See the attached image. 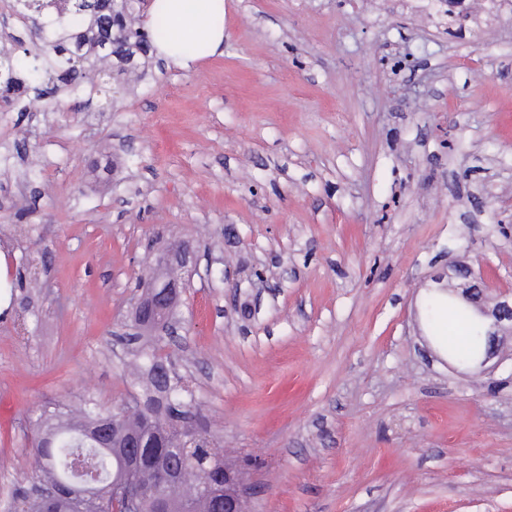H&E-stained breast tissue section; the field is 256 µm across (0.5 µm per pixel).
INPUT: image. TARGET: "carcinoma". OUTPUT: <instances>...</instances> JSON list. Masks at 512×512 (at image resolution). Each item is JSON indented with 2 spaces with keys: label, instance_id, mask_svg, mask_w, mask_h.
<instances>
[{
  "label": "carcinoma",
  "instance_id": "cac0c4a2",
  "mask_svg": "<svg viewBox=\"0 0 512 512\" xmlns=\"http://www.w3.org/2000/svg\"><path fill=\"white\" fill-rule=\"evenodd\" d=\"M15 8L46 13L47 21L34 23L37 40L32 61L24 62L8 48L0 49V78L5 87L27 85L34 99L67 91L76 94L87 73L108 72L119 81L128 73L122 64L138 53H147L151 40L166 36L164 19L157 20L153 33L132 25V10L138 0H16ZM456 319L466 331L458 343L448 344V359L463 369H474L486 345L474 310L464 302L448 298ZM131 365L143 385L132 392L134 410L121 416L127 436L139 447H126L124 438L88 437L101 418L112 412L86 400L75 410L65 411L47 404L34 420L37 448L31 455L33 472L44 487H69L78 483L74 462L80 455L95 458L99 476L93 491L80 500L61 492L54 496H18L21 507L12 512H113L112 482L133 480L150 489L160 470L185 460L195 467L206 484L200 493L176 480L166 492L152 500L153 512H216L224 497V456L215 438L208 434L205 417L186 382L167 365L169 356L158 345L131 349Z\"/></svg>",
  "mask_w": 512,
  "mask_h": 512
}]
</instances>
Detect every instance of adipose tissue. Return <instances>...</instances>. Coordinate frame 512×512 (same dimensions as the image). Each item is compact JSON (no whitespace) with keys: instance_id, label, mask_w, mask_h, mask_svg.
<instances>
[{"instance_id":"1","label":"adipose tissue","mask_w":512,"mask_h":512,"mask_svg":"<svg viewBox=\"0 0 512 512\" xmlns=\"http://www.w3.org/2000/svg\"><path fill=\"white\" fill-rule=\"evenodd\" d=\"M150 13L167 24L158 53L181 67L214 56L224 43V0H152Z\"/></svg>"}]
</instances>
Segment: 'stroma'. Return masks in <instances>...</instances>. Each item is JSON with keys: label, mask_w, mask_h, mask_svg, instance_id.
<instances>
[{"label": "stroma", "mask_w": 512, "mask_h": 512, "mask_svg": "<svg viewBox=\"0 0 512 512\" xmlns=\"http://www.w3.org/2000/svg\"><path fill=\"white\" fill-rule=\"evenodd\" d=\"M224 0L220 53L0 101V512L40 405L127 398L137 280L192 247L160 336L250 512H512V338L481 379L422 318L512 276V0ZM501 214L490 221L489 211Z\"/></svg>", "instance_id": "35a3bbf8"}]
</instances>
